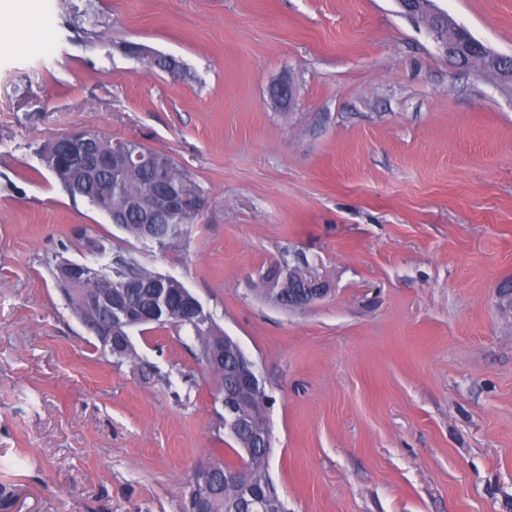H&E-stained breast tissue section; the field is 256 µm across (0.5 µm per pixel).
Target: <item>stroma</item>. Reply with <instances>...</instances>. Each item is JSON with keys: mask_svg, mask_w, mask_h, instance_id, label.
<instances>
[{"mask_svg": "<svg viewBox=\"0 0 512 512\" xmlns=\"http://www.w3.org/2000/svg\"><path fill=\"white\" fill-rule=\"evenodd\" d=\"M433 4L512 56V0ZM34 15L0 47V512H182L197 465L236 459L189 330L131 329L116 364L55 288L49 263L119 251L255 362L288 512H512V88L396 0H31L10 23ZM78 127L167 153L208 210L163 247L112 224L38 155ZM281 257L328 293L266 295Z\"/></svg>", "mask_w": 512, "mask_h": 512, "instance_id": "stroma-1", "label": "stroma"}]
</instances>
